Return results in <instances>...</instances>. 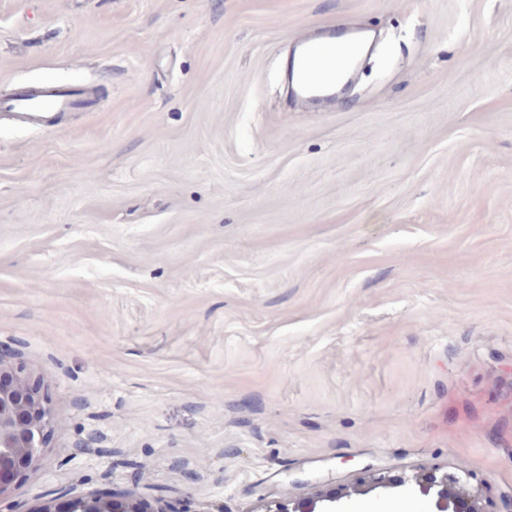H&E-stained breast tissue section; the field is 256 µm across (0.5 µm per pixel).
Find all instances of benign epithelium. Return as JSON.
<instances>
[{
    "mask_svg": "<svg viewBox=\"0 0 512 512\" xmlns=\"http://www.w3.org/2000/svg\"><path fill=\"white\" fill-rule=\"evenodd\" d=\"M55 422L40 383L0 357V501L33 469ZM397 488L432 498L431 512H492L490 491L475 473L457 470L438 475L426 469L417 470L408 480L386 471L373 473L337 491H320L300 501H278L264 512H338L336 503L344 498ZM38 512L148 510L141 501L109 488L89 496L74 495L69 490L55 492Z\"/></svg>",
    "mask_w": 512,
    "mask_h": 512,
    "instance_id": "7a95c632",
    "label": "benign epithelium"
}]
</instances>
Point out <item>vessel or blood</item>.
Returning a JSON list of instances; mask_svg holds the SVG:
<instances>
[{
  "label": "vessel or blood",
  "mask_w": 512,
  "mask_h": 512,
  "mask_svg": "<svg viewBox=\"0 0 512 512\" xmlns=\"http://www.w3.org/2000/svg\"><path fill=\"white\" fill-rule=\"evenodd\" d=\"M356 50L353 40L328 39L307 44L304 57L308 67L301 75L307 94L317 96L332 88L339 63L350 59ZM93 105L92 93L81 87L40 85L0 92V112L19 120H35L49 112H74Z\"/></svg>",
  "instance_id": "b4317fda"
}]
</instances>
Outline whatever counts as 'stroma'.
Masks as SVG:
<instances>
[{"label":"stroma","instance_id":"obj_1","mask_svg":"<svg viewBox=\"0 0 512 512\" xmlns=\"http://www.w3.org/2000/svg\"><path fill=\"white\" fill-rule=\"evenodd\" d=\"M324 26L373 40L312 105ZM38 84L96 102L0 121V355L57 415L13 512L420 468L512 512V0H0V91ZM35 512H151L144 504L112 488L89 496L72 495L71 490L53 493L44 507Z\"/></svg>","mask_w":512,"mask_h":512}]
</instances>
